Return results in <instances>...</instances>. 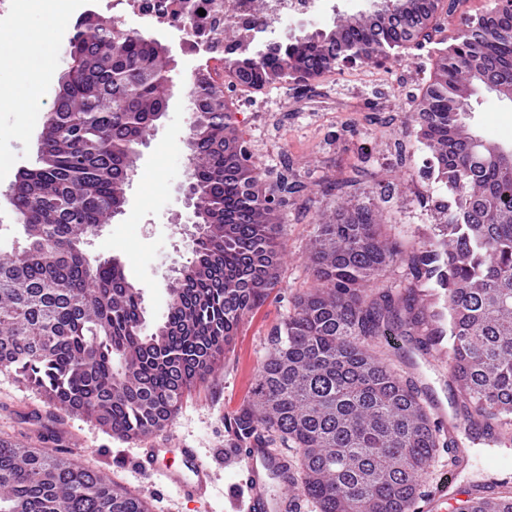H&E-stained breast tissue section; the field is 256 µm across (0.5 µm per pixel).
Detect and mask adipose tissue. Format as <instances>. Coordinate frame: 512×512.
I'll return each instance as SVG.
<instances>
[{
    "instance_id": "obj_1",
    "label": "adipose tissue",
    "mask_w": 512,
    "mask_h": 512,
    "mask_svg": "<svg viewBox=\"0 0 512 512\" xmlns=\"http://www.w3.org/2000/svg\"><path fill=\"white\" fill-rule=\"evenodd\" d=\"M18 41L26 80L22 85L0 84V112L23 110L38 111V90L47 84L55 73L54 46L44 35L22 29L0 32V39Z\"/></svg>"
}]
</instances>
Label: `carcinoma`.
I'll return each mask as SVG.
<instances>
[{"label":"carcinoma","mask_w":512,"mask_h":512,"mask_svg":"<svg viewBox=\"0 0 512 512\" xmlns=\"http://www.w3.org/2000/svg\"><path fill=\"white\" fill-rule=\"evenodd\" d=\"M434 0H384L376 13L334 20L266 54L237 51L223 29L228 86L272 88L288 71L313 76L340 68L341 46L385 59L421 45ZM432 63L413 114L449 199L442 239L417 253L382 231L378 200L336 208L319 222L308 261L316 286L297 296L270 333L238 437L273 436L292 451L298 488L318 512H409L419 478L441 440L416 385L389 361L392 337L419 350L448 339V389L456 416L492 439H512V174L483 158L464 121L486 65L512 84V3L494 0L466 18ZM66 54L65 89L46 112L38 166L8 189L23 242L0 248V374L36 388L49 407L95 422L119 438L163 428L191 390L214 374L243 318L280 282L282 245L275 205L299 184L283 178L270 197L252 192L250 145L224 117L226 86L191 84L195 149L189 177L207 218L192 260L168 292L166 320L151 333L141 289L120 259L90 261L89 237L114 218L126 191L129 154L168 107L171 66L153 37L88 12ZM405 265L412 281L382 285ZM439 276L447 313L429 310L423 282ZM448 318L449 336L437 326ZM456 512H512V487L477 489ZM0 512H140L118 483L29 441L0 442Z\"/></svg>","instance_id":"cac0c4a2"}]
</instances>
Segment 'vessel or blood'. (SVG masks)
Masks as SVG:
<instances>
[{
    "label": "vessel or blood",
    "mask_w": 512,
    "mask_h": 512,
    "mask_svg": "<svg viewBox=\"0 0 512 512\" xmlns=\"http://www.w3.org/2000/svg\"><path fill=\"white\" fill-rule=\"evenodd\" d=\"M241 466L237 472L242 489L241 512H299L301 497L288 474L283 457L267 448L264 441L252 440L239 449ZM135 464L140 472L156 476L189 501H204L216 487L212 465L203 461L197 449L167 445L155 447L145 442ZM453 473H444L433 491L428 492L422 512H435L439 503L453 497Z\"/></svg>",
    "instance_id": "vessel-or-blood-1"
}]
</instances>
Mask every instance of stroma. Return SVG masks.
I'll return each instance as SVG.
<instances>
[{"instance_id": "35a3bbf8", "label": "stroma", "mask_w": 512, "mask_h": 512, "mask_svg": "<svg viewBox=\"0 0 512 512\" xmlns=\"http://www.w3.org/2000/svg\"><path fill=\"white\" fill-rule=\"evenodd\" d=\"M328 2L327 11L301 14L277 27L279 38L327 29L337 14L366 7L365 0ZM150 34L172 50L176 65L171 76L178 91L138 148L123 212L90 238L85 253L92 260L120 258L128 280L143 292L147 324L152 327L167 311V287L177 268L191 256L187 234L191 212L182 193L192 121L186 88L192 72L205 67L209 58L187 55L175 30L154 27ZM434 51L430 44L383 63L347 64L311 79L301 89L289 84L261 90L244 87L229 98L230 110L250 143L260 189H268L287 172L296 175L304 188L281 210L284 256L278 288L240 325L219 371L192 390L169 425L153 435L155 442L196 448L203 460L218 462L217 490L210 503L180 499L133 467L138 440L118 439L65 412L48 415L35 388L3 375L0 435L47 438L49 448L107 470L124 488L143 493L153 512H233L228 491L235 473L223 452L236 445L234 420L251 395L273 327L291 311L296 295L315 284L307 254L320 219L334 214L337 206L368 203L379 185L394 183L399 190L383 210L387 233L417 246L438 229L439 215L421 200L445 196L447 189L426 172L429 151L419 142L410 119L414 98L429 82ZM468 124L483 139L512 147L511 102L479 91L471 99ZM0 125L8 129L0 136V158L6 162L0 170V245L6 247L23 237L21 227L13 223L8 189L21 170L36 166L42 125L26 112L0 115ZM395 367L413 375L443 405H450L446 354L411 350L405 359L396 360ZM454 435L466 450L462 466L453 467L447 449H438L425 476L427 483H435L449 470L456 471V484L463 488L491 483L499 475L488 465L492 456L512 467V443L464 428L455 429Z\"/></svg>"}]
</instances>
